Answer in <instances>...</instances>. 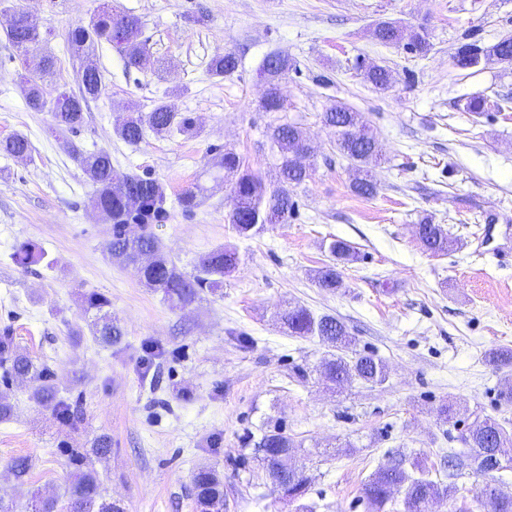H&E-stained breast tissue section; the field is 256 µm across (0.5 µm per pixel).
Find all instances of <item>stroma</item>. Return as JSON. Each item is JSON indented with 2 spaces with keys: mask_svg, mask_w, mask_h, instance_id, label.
I'll list each match as a JSON object with an SVG mask.
<instances>
[{
  "mask_svg": "<svg viewBox=\"0 0 512 512\" xmlns=\"http://www.w3.org/2000/svg\"><path fill=\"white\" fill-rule=\"evenodd\" d=\"M101 3L0 0V22L9 10L28 12L44 37L38 52L58 60L44 79L48 98L76 91L67 35ZM112 8L141 19L148 53L127 70L115 49L95 46L90 59L106 92L75 134L50 132V112L29 109L21 53L0 31V141L21 133L33 148L24 159L0 153V330L52 366L60 396L80 399L84 413L69 429L14 384V415L0 422V495L22 508L34 490L65 500L74 472L66 447H90L106 433L112 449L95 469L104 495L126 512H200L191 476L206 465L224 480V512H295L247 441L276 424L301 445L314 512H367L363 485L389 452L417 454L443 481L475 416L512 432V404L499 397L505 373L486 360L512 348V259L499 254L512 233V108L501 107L512 99V66L452 61L463 44L512 36V0H112ZM381 21L425 28L430 51L380 44ZM273 51L295 67L281 81L283 109L267 112L259 65ZM224 52L236 54L237 71L211 75L210 59ZM359 60L388 68L390 86L375 89ZM168 96L194 117L196 135L151 133L133 146L115 134L127 113ZM475 96L485 100L478 116L463 110ZM338 103L363 112L378 140L373 198L352 192L355 169L323 122ZM286 122L310 147L311 176L293 190L298 212L236 238L225 217L237 176L213 158L234 150L274 182L270 131ZM99 149L120 171L147 170L163 184L168 217L149 230L183 271L208 251L237 247L223 295L173 309L133 267L109 259L111 226L90 205L95 187L80 162ZM193 188L201 203L183 212L177 198ZM424 220L458 247L427 251L416 235ZM335 239L358 259L327 293L313 275L331 262ZM26 242L44 254L32 272L13 260ZM92 290L110 298L120 345L90 333L81 296ZM297 304L342 321L357 351L383 360L387 381L322 385L315 369L327 347L288 335L278 320ZM451 400L464 405L453 426L438 416ZM20 456L32 462L25 486L8 471Z\"/></svg>",
  "mask_w": 512,
  "mask_h": 512,
  "instance_id": "1",
  "label": "stroma"
}]
</instances>
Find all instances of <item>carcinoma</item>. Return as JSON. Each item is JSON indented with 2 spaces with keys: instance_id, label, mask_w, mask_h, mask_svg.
<instances>
[{
  "instance_id": "1",
  "label": "carcinoma",
  "mask_w": 512,
  "mask_h": 512,
  "mask_svg": "<svg viewBox=\"0 0 512 512\" xmlns=\"http://www.w3.org/2000/svg\"><path fill=\"white\" fill-rule=\"evenodd\" d=\"M8 40L26 54V87L29 107L42 112L51 108L53 130L76 133L83 126L85 111L91 100L105 93V84L99 71L89 70L82 64L77 73L78 92L60 93L54 103H49L43 87V78L55 67L53 55L41 54L27 57L30 48L38 45L41 35L38 26L20 9L13 10L5 19ZM376 39L384 45L406 43V47L419 55L430 51L428 34L422 30H408L393 23H381L374 31ZM142 23L134 15L115 13L112 6L104 5L86 24L72 28L68 33L71 56L84 59L86 52L105 42L115 49L126 68H137L145 51L141 39ZM496 58L498 62L512 64V38L493 44L462 45L453 57V63L461 69L477 67V53ZM293 63L287 55L273 52L265 56L260 71L271 78L272 90L266 94L264 107L268 112L282 110L277 93L278 81L292 69ZM238 68V58L232 52L217 54L210 61L212 75L223 77L233 74ZM366 79L377 89L390 84V73L383 66H372L365 70ZM326 125L336 130V151L354 163L358 176L352 184L353 191L364 198L377 194V183L364 169L370 160L377 157V141L362 113L338 103L323 113ZM194 119L179 111L171 99H162L151 111L132 113L116 127L117 135L126 143L137 145L144 140L146 131L156 134L177 132L182 135L194 133ZM274 147L279 153L278 175L273 188L264 179L249 170H243L232 188V209L228 223L235 234L249 239L263 232L271 224L288 221L296 209L290 188L304 183L309 169L301 162L303 132L293 123L276 126L271 133ZM0 151L16 157H28L32 152L31 142L22 134H15L0 142ZM85 171L95 184L96 191L91 206L103 213L112 224L108 242L109 256L125 265L137 268L144 287L162 294L173 308H183L193 303L205 292L216 293L224 288V277L239 265L237 248L224 246L200 256L196 272L185 273L164 254L159 240L150 232L138 233L129 230L131 224H158L168 215L167 196L161 182L143 174L126 173L112 165V157L106 151L92 153L82 159ZM217 164L228 171L242 170L243 159L231 149L218 155ZM419 239L424 248L433 253L445 252L453 240L439 224L425 222L419 225ZM328 250L335 263L317 270L314 280L317 287L334 291L342 285L340 263L356 260L348 243L334 239ZM14 260L25 267L43 260V253L35 245L24 243L14 253ZM85 314L91 316L88 328L95 339L104 345L121 342L123 329L120 321L108 311L110 299L96 291L82 295ZM281 320L291 336L316 337L320 342L336 348L338 353L323 359L318 366L323 381L342 387L358 381L365 385H380L386 381L387 369L382 360L372 353H361L352 349L353 337L346 326L331 315L315 316L305 307L285 310ZM487 360L499 368L512 367V349L500 348L489 352ZM0 421L12 417L13 405L8 391L15 382L31 384L29 399L52 411L59 423L78 429L83 421L79 403H71L58 396L55 373L45 363L38 361L14 342L8 331L0 334ZM461 440L467 451L448 455V478L443 484L429 478V471L418 462L409 461L402 450L392 454L387 465L374 471L364 484L363 494L371 512H394L395 494L403 495V512H429L435 504L447 505L457 491L453 479L465 469L486 474L495 470L491 458L498 448H512V433L506 431L495 418L477 416L462 432ZM112 448V439L107 434L97 436L91 448L71 449L70 460L75 465L76 479L68 491V512H124L117 503L103 494L92 458L107 455ZM300 445L279 428L265 431L254 442L257 461L277 485L288 483V502L298 503L299 512H312L311 506L303 503L308 492V481L303 471L283 468L282 459L295 455ZM31 464L28 458L13 460L10 470L16 482L27 483ZM192 485L201 512H224V483L210 467L198 468L192 476ZM478 499L488 512H512V493H504L498 486L485 483L478 492ZM58 501L45 497L38 491L31 492L28 512H57Z\"/></svg>"
}]
</instances>
